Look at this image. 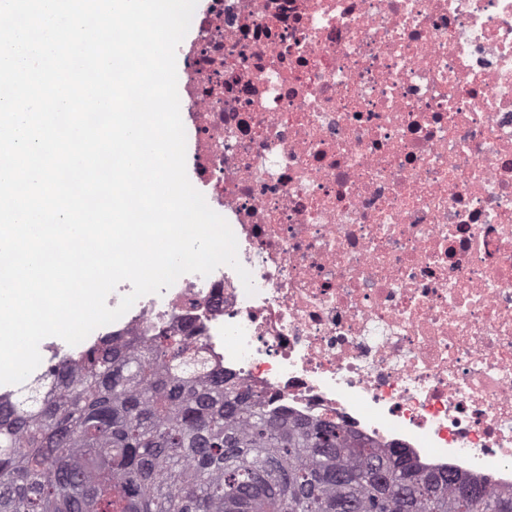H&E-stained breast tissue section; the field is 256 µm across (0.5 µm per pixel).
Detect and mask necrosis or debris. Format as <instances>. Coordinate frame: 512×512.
Wrapping results in <instances>:
<instances>
[{
  "label": "necrosis or debris",
  "mask_w": 512,
  "mask_h": 512,
  "mask_svg": "<svg viewBox=\"0 0 512 512\" xmlns=\"http://www.w3.org/2000/svg\"><path fill=\"white\" fill-rule=\"evenodd\" d=\"M177 74L235 269L109 324L512 491V0H199Z\"/></svg>",
  "instance_id": "1"
}]
</instances>
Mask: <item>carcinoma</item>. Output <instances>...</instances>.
<instances>
[{"label":"carcinoma","instance_id":"cac0c4a2","mask_svg":"<svg viewBox=\"0 0 512 512\" xmlns=\"http://www.w3.org/2000/svg\"><path fill=\"white\" fill-rule=\"evenodd\" d=\"M27 391L0 399V512H512V493L268 408L185 336H109Z\"/></svg>","mask_w":512,"mask_h":512}]
</instances>
